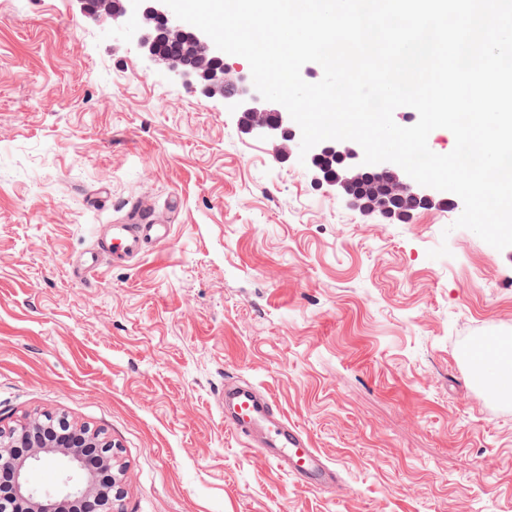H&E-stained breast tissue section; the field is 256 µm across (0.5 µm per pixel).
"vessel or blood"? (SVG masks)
<instances>
[{"mask_svg":"<svg viewBox=\"0 0 512 512\" xmlns=\"http://www.w3.org/2000/svg\"><path fill=\"white\" fill-rule=\"evenodd\" d=\"M170 227L139 209L128 212L119 224H111L101 248L81 253L73 275L84 281L96 273L103 255L113 264L124 265L165 242ZM224 425L238 436L256 441L257 447L276 467L299 478L309 487L321 489L334 483L336 475L299 428L272 404L270 398L247 383L224 386Z\"/></svg>","mask_w":512,"mask_h":512,"instance_id":"b4317fda","label":"vessel or blood"}]
</instances>
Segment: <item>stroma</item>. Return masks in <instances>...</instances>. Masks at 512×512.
I'll return each instance as SVG.
<instances>
[{
	"mask_svg": "<svg viewBox=\"0 0 512 512\" xmlns=\"http://www.w3.org/2000/svg\"><path fill=\"white\" fill-rule=\"evenodd\" d=\"M134 206L168 241L73 282ZM462 211L351 209L75 0H0V429L101 433L119 512H512V398L470 355L512 337V249L454 228ZM228 378L276 402L335 486L225 428Z\"/></svg>",
	"mask_w": 512,
	"mask_h": 512,
	"instance_id": "35a3bbf8",
	"label": "stroma"
}]
</instances>
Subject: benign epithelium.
I'll return each mask as SVG.
<instances>
[{"label": "benign epithelium", "mask_w": 512, "mask_h": 512, "mask_svg": "<svg viewBox=\"0 0 512 512\" xmlns=\"http://www.w3.org/2000/svg\"><path fill=\"white\" fill-rule=\"evenodd\" d=\"M80 13L97 22L128 28L138 38L143 56L162 66L178 81L201 94L224 101V109L238 115L245 133L272 141L280 148L282 161L299 158L301 130L286 108L264 100L256 91L249 73L231 57L218 50L211 38L197 27L176 18L162 0H76ZM167 41L181 47L177 58L161 52L155 45L157 29ZM363 150L353 141L326 140L306 155V166L313 186L332 191L349 207L367 214L402 222L412 219L419 207L443 206L444 192L422 186L401 167L390 162L362 164ZM68 423L60 420L59 428ZM57 428V429H59ZM39 421L12 429L0 437V454L14 447L29 449L14 461L13 481L5 496L9 512H57L59 498L82 501L94 496L110 512V499L88 472L82 449H98L102 467L113 470L112 489L121 494V470L113 465L112 441L83 430L60 434ZM49 464L59 473L57 486L42 490L30 481V469Z\"/></svg>", "instance_id": "benign-epithelium-1"}]
</instances>
